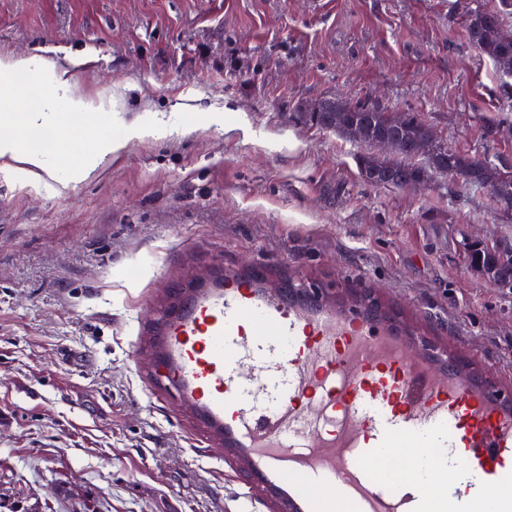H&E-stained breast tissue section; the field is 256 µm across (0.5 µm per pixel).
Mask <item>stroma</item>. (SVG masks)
I'll list each match as a JSON object with an SVG mask.
<instances>
[{"mask_svg":"<svg viewBox=\"0 0 512 512\" xmlns=\"http://www.w3.org/2000/svg\"><path fill=\"white\" fill-rule=\"evenodd\" d=\"M466 0H0V55L55 59L108 99L99 134L161 126L69 182L0 159V512H280L263 472L159 383L171 306L245 264L348 310L371 289L413 343L512 390V288L474 237L512 212L448 176L359 178L366 152L298 107L418 113L439 144L512 168V76ZM476 245L483 248H474L469 252L471 263L482 273H484L489 279L498 282L504 278L512 280V266H505L498 259L496 254L492 253L488 249H495L501 255L504 262L512 263V248L502 246H488L480 240H472L470 245ZM488 249H486V248Z\"/></svg>","mask_w":512,"mask_h":512,"instance_id":"35a3bbf8","label":"stroma"}]
</instances>
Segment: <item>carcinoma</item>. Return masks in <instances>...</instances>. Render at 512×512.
Returning a JSON list of instances; mask_svg holds the SVG:
<instances>
[{
    "mask_svg": "<svg viewBox=\"0 0 512 512\" xmlns=\"http://www.w3.org/2000/svg\"><path fill=\"white\" fill-rule=\"evenodd\" d=\"M512 27V0H497L488 7L483 0H472L465 10V30L469 43L484 57L493 62L502 74H512V43L503 45L499 39V31L504 27ZM300 116L323 129L339 132L341 124L354 125L362 129L367 139L389 137L398 142L403 152L390 165H375L372 159L363 155L358 159L360 178L374 187L398 188L406 181L418 176L438 173L454 176L461 166H467L464 184L473 187H485L489 169L497 167L493 160L476 158L446 146L430 144L426 160L422 164L414 162L420 153L412 149L414 141L420 134L424 122L415 112H404L398 122L392 116L371 103L357 102L350 111L340 114L326 109L319 112H300ZM497 206L505 211H512V181H505L500 189L492 192ZM471 263L488 278L498 282L504 278L512 280V266H505L496 254L486 248H474L469 252Z\"/></svg>",
    "mask_w": 512,
    "mask_h": 512,
    "instance_id": "carcinoma-1",
    "label": "carcinoma"
}]
</instances>
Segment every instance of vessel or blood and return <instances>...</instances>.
<instances>
[{
    "instance_id": "obj_1",
    "label": "vessel or blood",
    "mask_w": 512,
    "mask_h": 512,
    "mask_svg": "<svg viewBox=\"0 0 512 512\" xmlns=\"http://www.w3.org/2000/svg\"><path fill=\"white\" fill-rule=\"evenodd\" d=\"M248 319L262 325L256 338L240 333ZM166 343L193 401L298 512H313L315 483L337 487L357 512H410L420 488L374 484L368 443L397 437L405 454L432 426L487 483L512 466V408L459 376L436 379L431 362L410 360L404 338L375 321L227 288L193 300ZM336 411L338 429L324 431ZM298 440L304 451H294Z\"/></svg>"
}]
</instances>
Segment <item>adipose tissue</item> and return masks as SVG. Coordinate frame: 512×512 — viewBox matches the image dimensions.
I'll use <instances>...</instances> for the list:
<instances>
[{"label":"adipose tissue","mask_w":512,"mask_h":512,"mask_svg":"<svg viewBox=\"0 0 512 512\" xmlns=\"http://www.w3.org/2000/svg\"><path fill=\"white\" fill-rule=\"evenodd\" d=\"M51 76L37 104H28L29 89L17 83L16 75L31 72L33 66ZM0 99L16 104L15 129L10 133L0 132V158H9L31 167L44 169L46 156L22 147L21 142L27 128L36 126L44 113L67 107L71 112H101L103 103L89 97L77 95L68 70L57 66L47 58L33 60L24 55H0ZM151 128L134 123L127 127L123 139L112 140L93 137L85 145L76 146L66 140L58 141L57 149L63 159L70 182L85 180L96 168L99 159L125 148L127 141L151 136ZM425 454L417 456L414 478L416 484H434L440 489L432 499H417L416 512H512V490L502 489L486 492L482 477L461 470L457 454L448 448L446 432H430L426 439Z\"/></svg>","instance_id":"1"}]
</instances>
